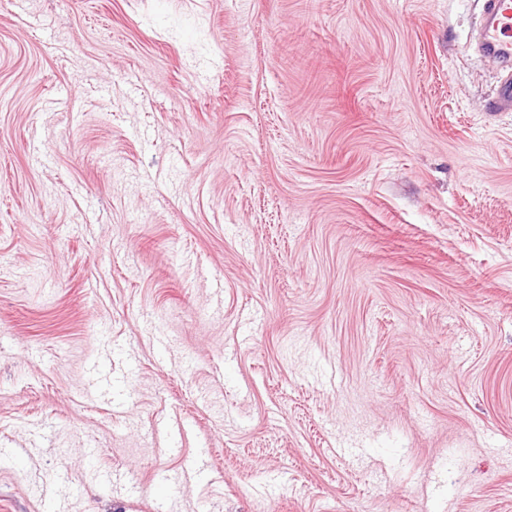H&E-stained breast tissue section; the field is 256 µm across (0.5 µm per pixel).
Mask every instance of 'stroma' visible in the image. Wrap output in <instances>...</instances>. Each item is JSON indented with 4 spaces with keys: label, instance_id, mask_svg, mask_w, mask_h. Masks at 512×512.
Returning a JSON list of instances; mask_svg holds the SVG:
<instances>
[{
    "label": "stroma",
    "instance_id": "1",
    "mask_svg": "<svg viewBox=\"0 0 512 512\" xmlns=\"http://www.w3.org/2000/svg\"><path fill=\"white\" fill-rule=\"evenodd\" d=\"M480 12L0 0V512H512Z\"/></svg>",
    "mask_w": 512,
    "mask_h": 512
}]
</instances>
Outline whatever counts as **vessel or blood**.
Here are the masks:
<instances>
[{"mask_svg":"<svg viewBox=\"0 0 512 512\" xmlns=\"http://www.w3.org/2000/svg\"><path fill=\"white\" fill-rule=\"evenodd\" d=\"M475 42L478 51L500 68L491 111L512 112V0H482Z\"/></svg>","mask_w":512,"mask_h":512,"instance_id":"vessel-or-blood-1","label":"vessel or blood"}]
</instances>
